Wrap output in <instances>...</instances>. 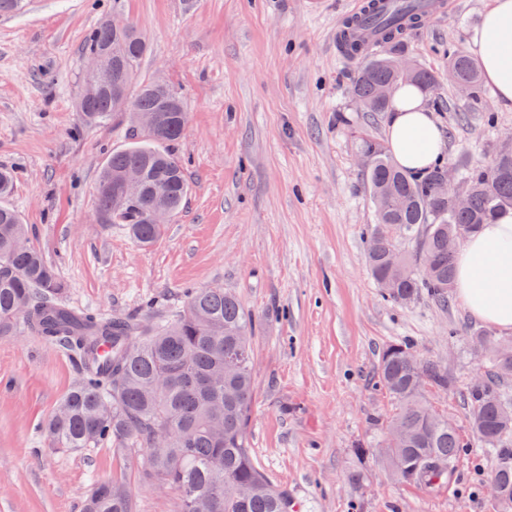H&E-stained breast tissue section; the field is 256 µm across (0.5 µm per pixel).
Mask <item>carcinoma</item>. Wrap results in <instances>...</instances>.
I'll use <instances>...</instances> for the list:
<instances>
[{
	"label": "carcinoma",
	"instance_id": "obj_1",
	"mask_svg": "<svg viewBox=\"0 0 512 512\" xmlns=\"http://www.w3.org/2000/svg\"><path fill=\"white\" fill-rule=\"evenodd\" d=\"M415 22H379L382 49L370 56L351 38L355 22L346 23L344 54L365 58L353 83L365 111H388L391 97L379 96L382 87L392 94L408 83L428 94L438 83L429 69L404 74L393 63L403 50L401 36ZM148 49L134 23L121 30L100 23L83 50L112 73V83L87 73L76 103L88 126L109 116L130 123L132 144L109 155L100 171L96 217L101 224L124 226L143 246L163 230L150 222L152 211L177 214L190 190L183 161L170 148L181 138L188 113L171 84L138 78ZM448 66L456 70L460 89L478 93L480 70L471 58L450 48ZM360 150L371 159L365 174L375 207L366 261L381 296L401 306L424 294L448 304L456 275L448 236L470 235L512 207V152L497 148L485 165H458L468 194L467 205L458 208L441 188L444 165L413 174L376 140H362ZM130 171L139 173L140 189L121 203L114 187ZM160 183L167 185L163 197L155 194ZM64 291L54 266L31 244L27 225L1 204L0 336L34 333L67 350L79 368L78 383L41 425L49 441L66 450L106 446L118 459L130 448L146 449L149 481L175 490L181 512H291L288 493L265 479L249 447L253 323L233 294L192 290L173 319L154 324L67 306ZM471 340L486 354V365L468 389L464 429L425 399L427 392L454 391L448 370L419 359L407 338L383 348L374 384L396 403L385 425V438L392 440L386 464L407 482L440 490L454 478L459 458L479 446L497 456L491 481L503 498L492 504L493 512H512V383L506 378L512 345L486 330L472 332ZM82 512H136V505L123 480L114 477L94 481Z\"/></svg>",
	"mask_w": 512,
	"mask_h": 512
}]
</instances>
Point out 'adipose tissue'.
Masks as SVG:
<instances>
[{"label":"adipose tissue","mask_w":512,"mask_h":512,"mask_svg":"<svg viewBox=\"0 0 512 512\" xmlns=\"http://www.w3.org/2000/svg\"><path fill=\"white\" fill-rule=\"evenodd\" d=\"M497 102L512 105V0H492L471 39ZM389 115L387 146L398 165L417 172L443 158L445 133L424 97L398 88ZM455 292L476 319L512 332V208L482 225L456 255Z\"/></svg>","instance_id":"1"}]
</instances>
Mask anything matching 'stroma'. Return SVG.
Masks as SVG:
<instances>
[{
	"label": "stroma",
	"mask_w": 512,
	"mask_h": 512,
	"mask_svg": "<svg viewBox=\"0 0 512 512\" xmlns=\"http://www.w3.org/2000/svg\"><path fill=\"white\" fill-rule=\"evenodd\" d=\"M490 0L409 28L404 48L433 70L434 116L450 165L488 163L512 132V108L491 87L472 102L448 81V49H469ZM351 0H24L0 16V168L16 173L10 204L66 286L69 305L162 320L194 288L233 292L250 315L253 458L300 512H491L494 468L464 455L449 487L431 493L365 463L394 404L371 377L389 342L412 339L442 364L454 392L434 395L458 424L460 395L482 370L479 328L459 298L384 301L365 262L375 209L359 141L386 139L387 117L360 111V67L336 47ZM134 22L150 52L142 77L169 82L188 122L175 149L190 194L149 248L95 218L94 184L108 152L128 144L116 123L86 127L75 110L88 68L82 45L102 19ZM494 122H487L486 113ZM78 372L42 337H0V512H82L93 479L121 472L137 512H180L176 491L146 484L145 453L115 462L106 447H52L39 426Z\"/></svg>",
	"instance_id": "35a3bbf8"
}]
</instances>
